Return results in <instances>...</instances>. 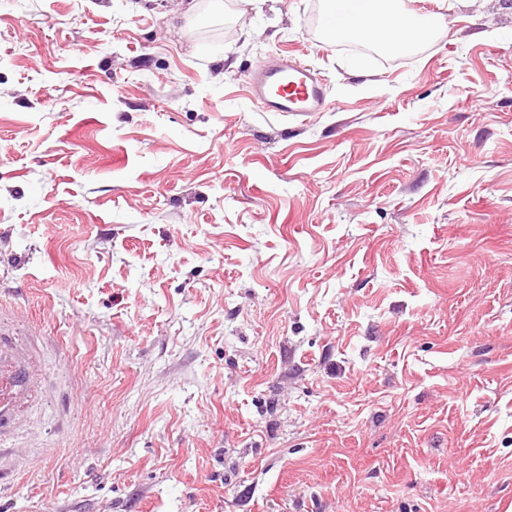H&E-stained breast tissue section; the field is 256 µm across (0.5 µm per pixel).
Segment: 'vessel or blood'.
Segmentation results:
<instances>
[{"label":"vessel or blood","instance_id":"obj_1","mask_svg":"<svg viewBox=\"0 0 512 512\" xmlns=\"http://www.w3.org/2000/svg\"><path fill=\"white\" fill-rule=\"evenodd\" d=\"M248 92L261 111L281 116H305L328 106L316 70L292 55L263 61L248 76Z\"/></svg>","mask_w":512,"mask_h":512}]
</instances>
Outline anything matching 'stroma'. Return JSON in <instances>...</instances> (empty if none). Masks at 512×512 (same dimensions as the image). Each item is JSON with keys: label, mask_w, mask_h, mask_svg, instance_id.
<instances>
[{"label": "stroma", "mask_w": 512, "mask_h": 512, "mask_svg": "<svg viewBox=\"0 0 512 512\" xmlns=\"http://www.w3.org/2000/svg\"><path fill=\"white\" fill-rule=\"evenodd\" d=\"M326 6L0 0V512H512V0ZM336 37L378 43L391 52H405L415 43V32L387 19L378 0H336ZM247 88L262 112L306 116L328 106L324 84L316 70L293 55L263 61L249 74Z\"/></svg>", "instance_id": "stroma-1"}]
</instances>
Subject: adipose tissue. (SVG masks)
I'll list each match as a JSON object with an SVG mask.
<instances>
[{
    "mask_svg": "<svg viewBox=\"0 0 512 512\" xmlns=\"http://www.w3.org/2000/svg\"><path fill=\"white\" fill-rule=\"evenodd\" d=\"M336 34L404 52L415 43L413 30L387 19L378 0H336Z\"/></svg>",
    "mask_w": 512,
    "mask_h": 512,
    "instance_id": "obj_1",
    "label": "adipose tissue"
}]
</instances>
